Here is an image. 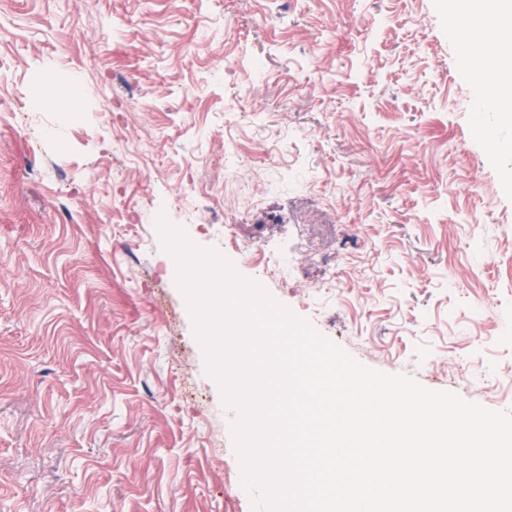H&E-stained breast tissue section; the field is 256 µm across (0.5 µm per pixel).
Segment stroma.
Wrapping results in <instances>:
<instances>
[{
    "label": "stroma",
    "instance_id": "35a3bbf8",
    "mask_svg": "<svg viewBox=\"0 0 512 512\" xmlns=\"http://www.w3.org/2000/svg\"><path fill=\"white\" fill-rule=\"evenodd\" d=\"M450 6L0 0V512H253L161 215L512 412V60L472 68Z\"/></svg>",
    "mask_w": 512,
    "mask_h": 512
}]
</instances>
